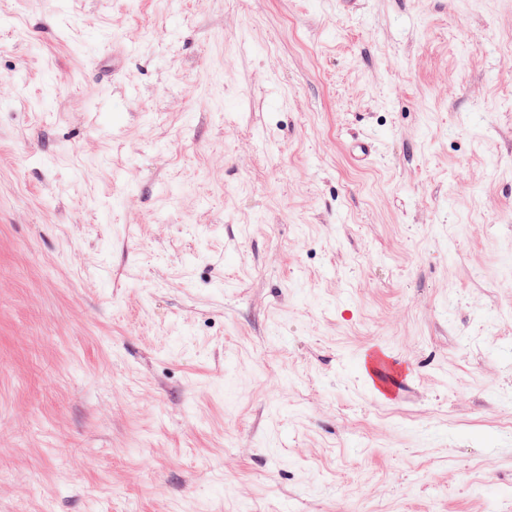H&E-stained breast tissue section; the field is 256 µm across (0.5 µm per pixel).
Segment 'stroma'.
I'll return each instance as SVG.
<instances>
[{
	"label": "stroma",
	"instance_id": "obj_1",
	"mask_svg": "<svg viewBox=\"0 0 512 512\" xmlns=\"http://www.w3.org/2000/svg\"><path fill=\"white\" fill-rule=\"evenodd\" d=\"M0 512H512V0H0Z\"/></svg>",
	"mask_w": 512,
	"mask_h": 512
}]
</instances>
